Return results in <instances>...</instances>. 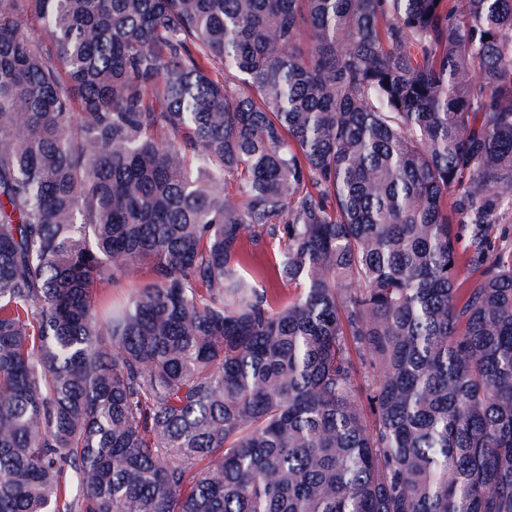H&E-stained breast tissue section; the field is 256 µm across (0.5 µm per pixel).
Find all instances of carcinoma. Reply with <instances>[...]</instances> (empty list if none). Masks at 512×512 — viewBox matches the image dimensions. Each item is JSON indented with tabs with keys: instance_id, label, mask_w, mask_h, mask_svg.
<instances>
[{
	"instance_id": "cac0c4a2",
	"label": "carcinoma",
	"mask_w": 512,
	"mask_h": 512,
	"mask_svg": "<svg viewBox=\"0 0 512 512\" xmlns=\"http://www.w3.org/2000/svg\"><path fill=\"white\" fill-rule=\"evenodd\" d=\"M507 213L512 0H0V512H512Z\"/></svg>"
}]
</instances>
